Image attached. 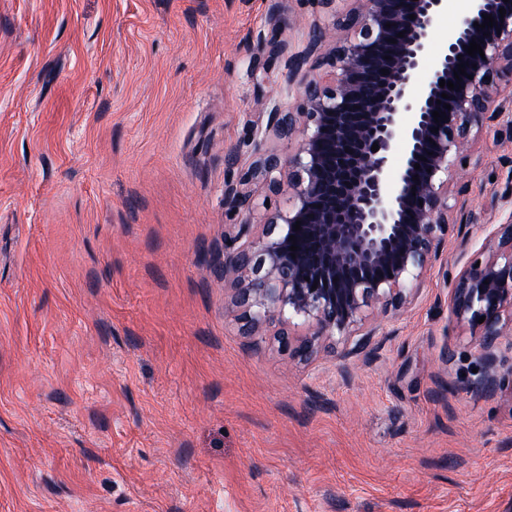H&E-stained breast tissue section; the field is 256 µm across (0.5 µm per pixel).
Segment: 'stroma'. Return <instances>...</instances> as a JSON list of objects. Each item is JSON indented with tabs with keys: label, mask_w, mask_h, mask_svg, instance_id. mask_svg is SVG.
Masks as SVG:
<instances>
[{
	"label": "stroma",
	"mask_w": 512,
	"mask_h": 512,
	"mask_svg": "<svg viewBox=\"0 0 512 512\" xmlns=\"http://www.w3.org/2000/svg\"><path fill=\"white\" fill-rule=\"evenodd\" d=\"M314 0H0V512H512V350L492 394L450 276L512 219V141L477 133L466 208L366 352L243 334L217 275L226 152L294 154L263 101ZM449 362H442V354ZM266 20L268 27L271 29V38L269 43L271 44L273 51L278 55L288 54V40L281 39V35L286 29V24L281 17L277 5H271L268 10Z\"/></svg>",
	"instance_id": "1"
}]
</instances>
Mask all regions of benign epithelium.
<instances>
[{
	"label": "benign epithelium",
	"instance_id": "7a95c632",
	"mask_svg": "<svg viewBox=\"0 0 512 512\" xmlns=\"http://www.w3.org/2000/svg\"><path fill=\"white\" fill-rule=\"evenodd\" d=\"M357 2L340 23L342 34L316 29L298 55L288 54V40L281 38L286 24L271 4L270 44L287 55L288 73H300L326 42L333 43L335 73L329 82L308 81L301 110L271 106L267 128L298 142L288 160L257 152L237 178L224 183V203L245 214L257 194L267 199L278 192L288 170L292 208L255 237L246 221L224 235L238 247L224 251L219 277L246 308V336L273 318L311 322L310 337L294 342L280 333L282 346L302 360L317 353L323 337L336 338L352 353L364 351L376 332L363 330L366 307L377 302L400 311L412 304L456 226L450 186L466 167L479 164L470 146L473 130L490 125L496 137L512 141V93L500 97V81L512 76V0H474L419 93L415 85L447 0ZM489 14L494 26L474 27ZM472 41L481 43L484 55L466 53ZM462 62L466 75L457 79ZM441 80L456 88L440 87ZM434 111L447 120L435 121ZM292 245L298 246L294 252ZM448 304L457 325L478 342L484 370L472 391L489 393L503 382L497 352L505 342L512 347L511 223L497 225L488 254L459 271Z\"/></svg>",
	"mask_w": 512,
	"mask_h": 512
}]
</instances>
